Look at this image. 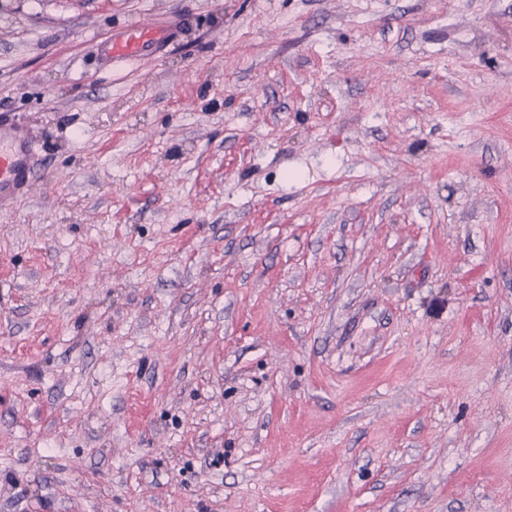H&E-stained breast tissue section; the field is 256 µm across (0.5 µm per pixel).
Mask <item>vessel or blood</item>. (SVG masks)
<instances>
[{"instance_id": "b4317fda", "label": "vessel or blood", "mask_w": 512, "mask_h": 512, "mask_svg": "<svg viewBox=\"0 0 512 512\" xmlns=\"http://www.w3.org/2000/svg\"><path fill=\"white\" fill-rule=\"evenodd\" d=\"M169 27L133 26L113 37L108 55L120 63L159 49L170 37ZM35 147L26 127L17 121H0V207L13 203L27 184Z\"/></svg>"}]
</instances>
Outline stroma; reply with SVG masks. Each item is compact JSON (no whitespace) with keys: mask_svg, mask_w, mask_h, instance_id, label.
I'll use <instances>...</instances> for the list:
<instances>
[{"mask_svg":"<svg viewBox=\"0 0 512 512\" xmlns=\"http://www.w3.org/2000/svg\"><path fill=\"white\" fill-rule=\"evenodd\" d=\"M0 119V512H512V0H0ZM170 36L168 26H132L121 35L112 37L108 55L115 63L140 58L151 49L157 50L162 47ZM35 147L18 121H0V207L13 203L27 184Z\"/></svg>","mask_w":512,"mask_h":512,"instance_id":"obj_1","label":"stroma"}]
</instances>
